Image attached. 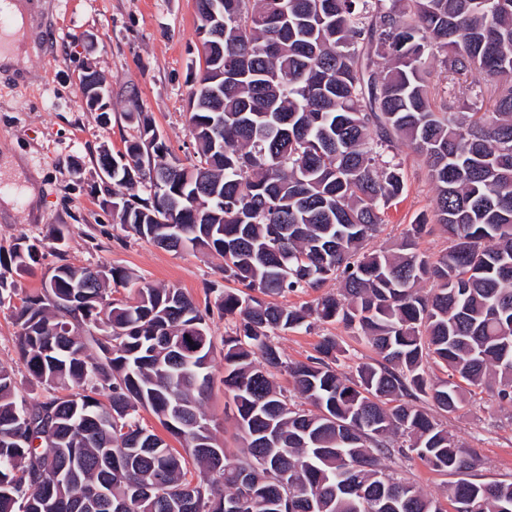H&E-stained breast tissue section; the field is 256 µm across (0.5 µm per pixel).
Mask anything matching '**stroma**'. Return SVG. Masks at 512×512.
<instances>
[{
	"instance_id": "35a3bbf8",
	"label": "stroma",
	"mask_w": 512,
	"mask_h": 512,
	"mask_svg": "<svg viewBox=\"0 0 512 512\" xmlns=\"http://www.w3.org/2000/svg\"><path fill=\"white\" fill-rule=\"evenodd\" d=\"M26 38L19 64L0 69V183L12 196L11 207L0 206V253L22 238L42 239L41 265L14 275L16 288L42 287L55 261L53 231L66 226L63 246L71 262L118 267L132 276L117 296L136 299L135 290L149 284L182 289L197 305L214 306L213 283L221 281V257L210 252H181L130 237L114 236L112 216L102 203L101 173L96 160L102 149L121 150L136 133L124 115L145 113L179 159L192 153L188 128L189 95L199 70L195 0H23ZM99 73L109 86L111 120L102 123L87 108L79 87L86 71ZM394 154L405 169L407 189L388 210L385 224L365 244L366 251L390 250L409 224L431 208L434 186L413 150L398 144ZM22 160L14 168L13 160ZM35 184L38 209H31L23 190ZM235 317L213 314L216 384L204 402L218 441L234 446L235 426L224 413L223 338ZM17 326L10 309L0 307V365L12 369L17 396L30 401L47 396L32 380L16 347ZM335 337L344 349L338 369L355 374L372 361L373 351L340 323L310 330L277 333L274 342L283 359L306 361L322 337ZM436 420L455 435L476 464L468 473L477 482L512 481V406L489 394L466 399L455 412L435 411ZM426 496L446 500L453 478L426 468L419 459L381 458Z\"/></svg>"
}]
</instances>
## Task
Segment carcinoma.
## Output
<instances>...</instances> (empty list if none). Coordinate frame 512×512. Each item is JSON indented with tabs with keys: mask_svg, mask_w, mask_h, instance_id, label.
Masks as SVG:
<instances>
[{
	"mask_svg": "<svg viewBox=\"0 0 512 512\" xmlns=\"http://www.w3.org/2000/svg\"><path fill=\"white\" fill-rule=\"evenodd\" d=\"M224 14L199 67L189 128L193 159L141 112L138 135L98 158L103 203L120 228L174 252L214 251L216 307L239 322L224 336V393L242 448L216 447L201 403L212 389L210 308L180 288L145 285L133 304L115 267L76 265L64 250L42 288L17 296L12 270L40 264L24 238L0 258V307L12 304L20 359L51 390L17 397L0 366V512H447L379 457L416 456L458 475L453 512H512V482L462 477L475 465L422 406L450 413L472 389L512 404V0H197V28ZM438 60L493 87L486 109L435 102ZM224 69V82L216 81ZM224 85L221 97L212 96ZM435 186L394 250L361 252L401 198L397 143ZM145 196H140L138 187ZM450 246L418 248L428 220ZM327 293L311 306L276 302ZM432 288L424 290L421 284ZM339 322L377 356L357 373L327 336L317 355L286 362L271 333ZM434 363L447 377L433 380ZM293 379L304 409L274 384ZM149 411L180 443L141 424ZM340 289V284L337 281H329L320 292L308 293H290L285 297L276 298L277 302L284 303L290 306H307L315 303V300L324 293H337Z\"/></svg>",
	"mask_w": 512,
	"mask_h": 512,
	"instance_id": "obj_1",
	"label": "carcinoma"
}]
</instances>
